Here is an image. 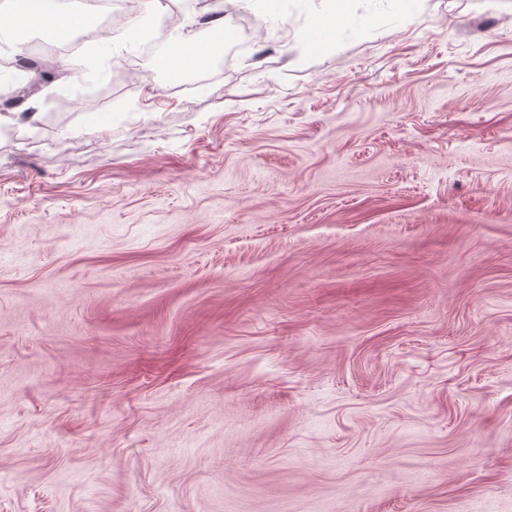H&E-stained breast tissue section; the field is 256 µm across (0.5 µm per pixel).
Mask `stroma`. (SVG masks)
<instances>
[{"label":"stroma","mask_w":512,"mask_h":512,"mask_svg":"<svg viewBox=\"0 0 512 512\" xmlns=\"http://www.w3.org/2000/svg\"><path fill=\"white\" fill-rule=\"evenodd\" d=\"M99 24L0 132V512H512V0ZM204 12H195L192 17L184 22H179L175 27L176 37L173 41L171 50L168 55L164 57V67L160 64L158 59L157 64L162 68H171L178 60L187 61L194 65H203L208 61L205 44L197 41L192 35V26L196 24L213 25L218 22H223L220 18H212L205 21L200 19L206 16Z\"/></svg>","instance_id":"stroma-1"}]
</instances>
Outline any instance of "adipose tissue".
<instances>
[{
  "mask_svg": "<svg viewBox=\"0 0 512 512\" xmlns=\"http://www.w3.org/2000/svg\"><path fill=\"white\" fill-rule=\"evenodd\" d=\"M14 18L19 19L28 28L52 27L62 34L80 32L89 44H97L99 35L89 16L77 9L61 8L58 0H9ZM200 14H193L187 21L175 27L176 37L171 50L164 58L166 66H173L183 60L195 65L205 64L208 60L205 44L197 41L192 28L199 23Z\"/></svg>",
  "mask_w": 512,
  "mask_h": 512,
  "instance_id": "obj_1",
  "label": "adipose tissue"
}]
</instances>
